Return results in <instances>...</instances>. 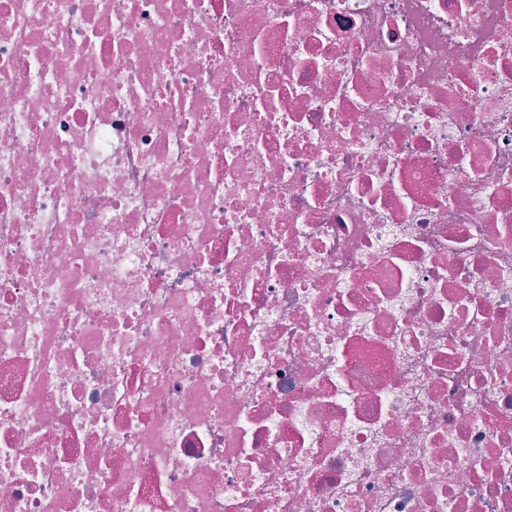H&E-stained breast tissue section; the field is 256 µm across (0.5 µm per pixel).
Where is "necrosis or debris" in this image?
<instances>
[{"label": "necrosis or debris", "instance_id": "obj_1", "mask_svg": "<svg viewBox=\"0 0 512 512\" xmlns=\"http://www.w3.org/2000/svg\"><path fill=\"white\" fill-rule=\"evenodd\" d=\"M0 512H512V0H0Z\"/></svg>", "mask_w": 512, "mask_h": 512}]
</instances>
